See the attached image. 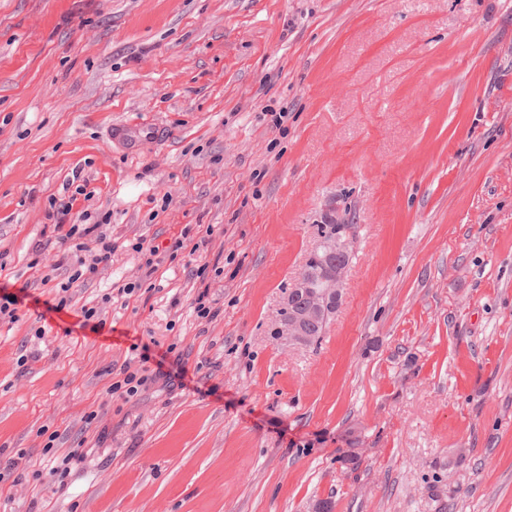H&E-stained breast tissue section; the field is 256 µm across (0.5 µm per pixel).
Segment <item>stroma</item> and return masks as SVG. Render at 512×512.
Returning <instances> with one entry per match:
<instances>
[{
    "instance_id": "obj_1",
    "label": "stroma",
    "mask_w": 512,
    "mask_h": 512,
    "mask_svg": "<svg viewBox=\"0 0 512 512\" xmlns=\"http://www.w3.org/2000/svg\"><path fill=\"white\" fill-rule=\"evenodd\" d=\"M70 201L114 250L56 313ZM343 211L335 317L274 337ZM4 296L0 512H512V0H0Z\"/></svg>"
}]
</instances>
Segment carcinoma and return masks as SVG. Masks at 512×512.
<instances>
[{
  "label": "carcinoma",
  "mask_w": 512,
  "mask_h": 512,
  "mask_svg": "<svg viewBox=\"0 0 512 512\" xmlns=\"http://www.w3.org/2000/svg\"><path fill=\"white\" fill-rule=\"evenodd\" d=\"M352 252L353 241L346 240L335 217L330 216L316 225V239L300 273L308 291L300 296L290 290L279 312L280 321L298 323L296 343L310 346L320 341L340 303V299L334 297L336 270L349 265Z\"/></svg>",
  "instance_id": "obj_1"
}]
</instances>
